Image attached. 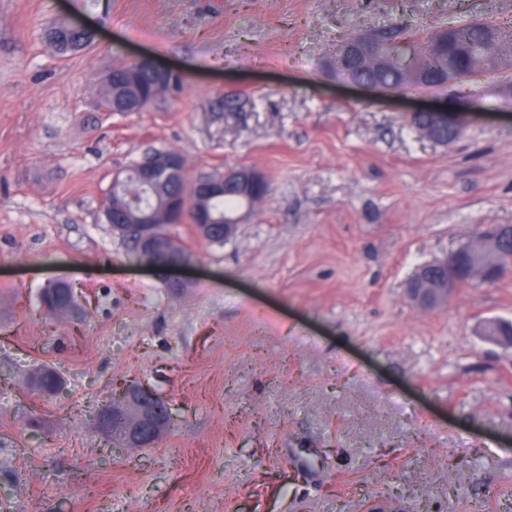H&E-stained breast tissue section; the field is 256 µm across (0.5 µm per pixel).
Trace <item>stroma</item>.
I'll return each mask as SVG.
<instances>
[{"label":"stroma","instance_id":"35a3bbf8","mask_svg":"<svg viewBox=\"0 0 512 512\" xmlns=\"http://www.w3.org/2000/svg\"><path fill=\"white\" fill-rule=\"evenodd\" d=\"M484 20L512 0H0V512H505L512 505V275L422 309L420 266L512 224V81L394 93L325 66L343 41ZM67 24L90 45L64 54ZM148 57L180 76L141 112L98 108L101 77ZM472 95L450 146L409 114ZM179 152L189 174L249 167L271 185L236 235L172 231L194 254L167 288L112 235L115 172ZM64 280L78 319L40 302ZM49 366L62 391L29 376ZM173 420L113 446L112 384ZM51 40L55 41L54 50L59 53H65L62 48L66 45L84 47L90 44V37L84 30L67 25H60L56 27V31L48 33L46 42Z\"/></svg>","mask_w":512,"mask_h":512}]
</instances>
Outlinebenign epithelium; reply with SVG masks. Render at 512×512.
Wrapping results in <instances>:
<instances>
[{"instance_id":"benign-epithelium-1","label":"benign epithelium","mask_w":512,"mask_h":512,"mask_svg":"<svg viewBox=\"0 0 512 512\" xmlns=\"http://www.w3.org/2000/svg\"><path fill=\"white\" fill-rule=\"evenodd\" d=\"M398 58V73L402 80L422 88L446 87L461 80L460 57L448 56V67L432 70L423 66L417 57V50L410 42L401 41ZM358 67L373 65L377 76L358 81L360 85L386 90L397 87L384 82L381 75L390 66L389 55L383 42L372 33L365 32L343 42L336 54V60L329 62L333 69L345 65ZM133 66L151 72L160 86L171 81L174 73L158 66L151 59H139ZM470 101L467 96L458 94L445 106L423 110L428 128L423 135L436 144L447 146L456 141L468 124ZM135 174L141 189L156 199V207L141 206L133 211V196L122 200L125 185L130 174ZM236 191L246 203L269 194L270 187L265 177L252 168H238L225 173H200L187 177L185 162L176 151L153 152L144 156L132 167V171L118 172L112 177V209L105 217L112 227V233L121 237L127 247L133 249L135 261L147 267L168 287L177 289L185 281L180 273L193 265L195 258L190 252L178 254L171 243L160 234V223L174 220L179 223L189 218L191 224L206 240L218 242L234 234L237 220L216 219L208 209V202L224 196L226 189ZM512 231L508 224L489 225L485 228L482 247L472 251L463 246L449 256L430 262L420 268L407 285L409 299L418 306L434 308L448 301L454 288L464 283L455 273L430 279L429 271L448 269L451 261L459 256L469 257L470 268L492 275L499 272L497 265L491 264L487 251L499 244L504 234ZM78 296L75 289H68L66 298L47 303L48 297H41L44 308L63 316L75 311L71 299ZM98 428L112 436L113 444L123 448H149L154 446L168 430L171 413L167 402L152 389L142 384L126 381L118 385V392L112 401L96 414Z\"/></svg>"}]
</instances>
